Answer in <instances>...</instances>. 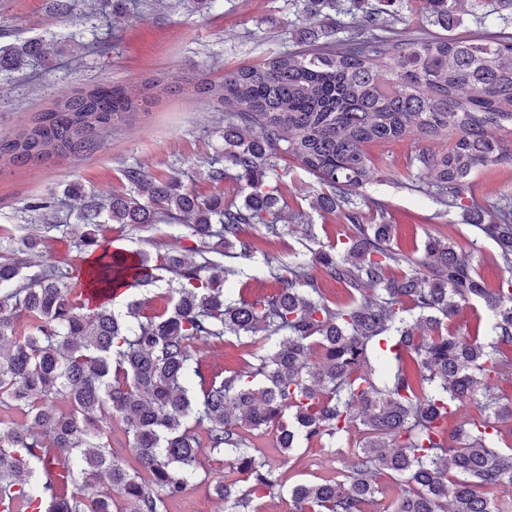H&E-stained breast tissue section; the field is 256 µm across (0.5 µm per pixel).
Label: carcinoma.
Instances as JSON below:
<instances>
[{
	"label": "carcinoma",
	"instance_id": "1",
	"mask_svg": "<svg viewBox=\"0 0 512 512\" xmlns=\"http://www.w3.org/2000/svg\"><path fill=\"white\" fill-rule=\"evenodd\" d=\"M317 2L338 15L335 40L321 46L306 31L303 52L194 85L224 107V157L209 162L207 179L219 187L234 171L241 204L136 164L123 171L127 188L105 196L68 184L80 201L72 224L50 201L29 205L38 223L97 254L87 275L54 260L39 231L0 234V512H166L193 485L203 448L224 454L228 470L209 485L227 512H255L279 486L253 442L270 432L285 455L303 442L348 447L346 469L288 488L293 512H365L395 492L393 512H503L495 493L512 485V446L500 447L512 395L499 388L512 377V201L479 224L508 273L489 288L451 224L419 256L395 252L393 225L367 216L360 189L373 174L368 146L449 137L446 149L418 152L417 178L481 218L471 175L512 162L493 133L512 126V40L409 38L362 0ZM400 2L442 28L459 24L457 0ZM75 9L76 0H52L60 19ZM57 53L46 38L0 46V74L33 60L51 68ZM157 87L97 84L56 102L0 137V168L85 158ZM283 155L317 179L315 207L340 216L343 233L323 245L297 214L307 254L292 266L267 259L278 288L234 297L226 284L238 271L219 258H252L245 225L282 235L288 203L272 174ZM160 223L184 225L179 248L97 253L105 224ZM317 268L346 288L347 304L323 296L309 273ZM165 279L173 304L162 315L136 301L124 313L91 306L85 293ZM476 305L489 320L485 335L448 330ZM226 335L252 337L251 360L228 372L207 367L203 348ZM455 411L453 431L440 429ZM117 424L137 470L112 446ZM60 459L62 488L50 478Z\"/></svg>",
	"mask_w": 512,
	"mask_h": 512
}]
</instances>
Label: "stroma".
Wrapping results in <instances>:
<instances>
[{"label":"stroma","instance_id":"obj_1","mask_svg":"<svg viewBox=\"0 0 512 512\" xmlns=\"http://www.w3.org/2000/svg\"><path fill=\"white\" fill-rule=\"evenodd\" d=\"M48 0H0V27L12 42L55 36L68 41L76 37L82 49L63 50L52 71L30 66L11 80H0V136L7 137L30 123L36 113L52 107L63 96L92 84H134L146 77H165L184 85L194 84L200 74L212 80L225 71L263 63L274 57L301 50L299 30L314 27L331 30L333 17L306 16L304 0H208L202 8L182 6L173 11H144L138 0H79V18L64 21L52 17ZM475 0H458L462 18L450 30L431 24L418 15L404 16L402 24L414 35L474 39L512 37V23L490 15L476 24ZM110 46L108 53L93 49L95 40ZM414 136L373 148L369 157L374 178L363 193L382 203L385 223L394 225L393 248L401 254L421 249L429 235L444 224L458 227L457 239L471 250L488 287H498L504 270L497 248L478 229L469 226L462 210L451 208L431 196L413 190L411 159L420 149ZM224 155V114L214 106L182 94L161 96L148 111L138 113L127 125L112 128L103 144L82 161L60 160L47 167L13 168L0 173V226L11 228L14 237L33 228L27 206L33 199L62 194L72 182L90 191L121 187L123 169L141 163L156 176L177 175L185 188L202 196L213 194L207 179L206 160ZM282 192L291 210L309 215L320 242L335 240L339 219L314 207L319 185L288 158L277 160ZM476 201L483 208L496 206L512 195V164L501 163L478 171L473 178ZM184 232L175 224H158L148 229L125 224L103 228V244L130 250L154 251L156 246L177 245ZM245 236L254 244L251 261L244 263L233 288L248 289L260 296L274 289L264 258L272 254L291 262L302 250L299 233L286 232L269 239L252 227ZM346 457L330 455L317 445H301L279 470L282 489L268 498V507L285 503L286 486L327 477L344 468Z\"/></svg>","mask_w":512,"mask_h":512}]
</instances>
